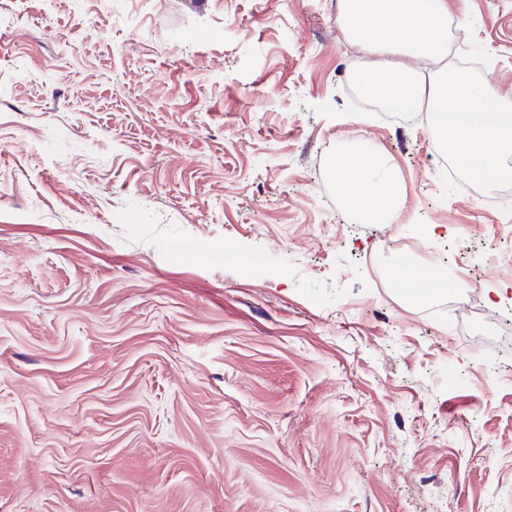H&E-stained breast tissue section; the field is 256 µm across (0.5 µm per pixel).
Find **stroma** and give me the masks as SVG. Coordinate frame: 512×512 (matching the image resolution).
<instances>
[{"label":"stroma","instance_id":"obj_1","mask_svg":"<svg viewBox=\"0 0 512 512\" xmlns=\"http://www.w3.org/2000/svg\"><path fill=\"white\" fill-rule=\"evenodd\" d=\"M448 9L512 91V0ZM357 57L338 0H0V512H512V193ZM352 142L395 221L337 198ZM331 180L359 224H387L400 208L403 183L381 149L351 146L330 161ZM413 252L410 247H401L399 250L400 264L405 265L401 269L399 279L404 280L408 283L421 282L434 280L440 284L446 283L447 277L443 276L440 272L433 268H416L414 266H407L413 263Z\"/></svg>","mask_w":512,"mask_h":512}]
</instances>
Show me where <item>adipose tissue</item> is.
Masks as SVG:
<instances>
[{
	"label": "adipose tissue",
	"mask_w": 512,
	"mask_h": 512,
	"mask_svg": "<svg viewBox=\"0 0 512 512\" xmlns=\"http://www.w3.org/2000/svg\"><path fill=\"white\" fill-rule=\"evenodd\" d=\"M346 40L358 47L359 92L392 112L426 108L442 147L470 178L512 177V92L448 67V0H340ZM464 122H456V115ZM331 180L360 224H385L400 208L403 183L382 150L351 146L330 161Z\"/></svg>",
	"instance_id": "1"
}]
</instances>
